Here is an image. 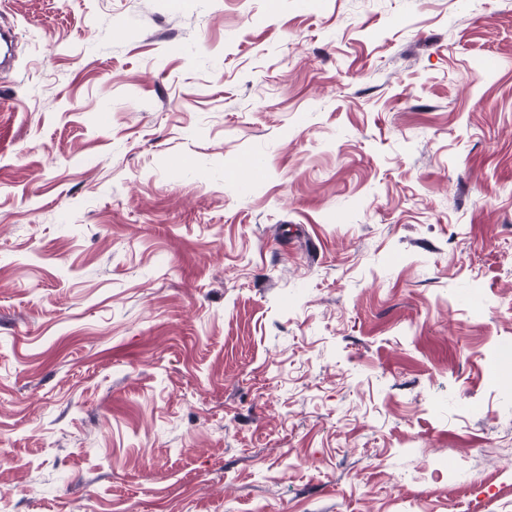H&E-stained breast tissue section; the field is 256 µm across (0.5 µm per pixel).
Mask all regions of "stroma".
<instances>
[{
    "instance_id": "stroma-1",
    "label": "stroma",
    "mask_w": 512,
    "mask_h": 512,
    "mask_svg": "<svg viewBox=\"0 0 512 512\" xmlns=\"http://www.w3.org/2000/svg\"><path fill=\"white\" fill-rule=\"evenodd\" d=\"M4 24L0 512H512V0Z\"/></svg>"
}]
</instances>
